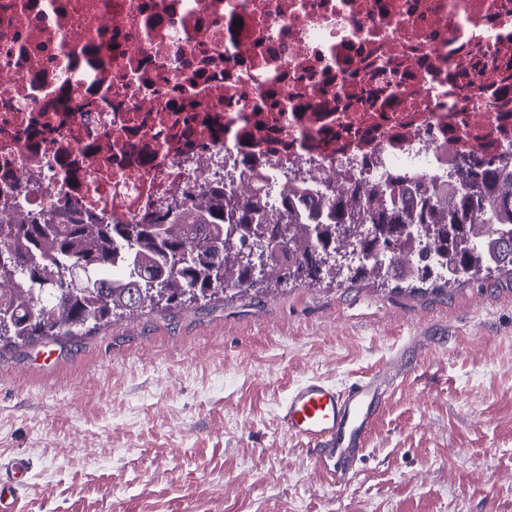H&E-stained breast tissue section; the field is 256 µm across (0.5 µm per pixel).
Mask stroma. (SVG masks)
<instances>
[{
    "label": "stroma",
    "mask_w": 512,
    "mask_h": 512,
    "mask_svg": "<svg viewBox=\"0 0 512 512\" xmlns=\"http://www.w3.org/2000/svg\"><path fill=\"white\" fill-rule=\"evenodd\" d=\"M425 342L345 484L277 413ZM18 512H512V275L370 280L144 311L0 350V463ZM27 466L22 460H15L0 474V511L17 512L16 504L20 487L26 483Z\"/></svg>",
    "instance_id": "stroma-1"
}]
</instances>
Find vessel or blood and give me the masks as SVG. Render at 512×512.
Instances as JSON below:
<instances>
[{"mask_svg":"<svg viewBox=\"0 0 512 512\" xmlns=\"http://www.w3.org/2000/svg\"><path fill=\"white\" fill-rule=\"evenodd\" d=\"M411 369L410 352L404 349L374 373L343 388L307 379L292 388L281 405L282 429L311 448L335 478L349 479L383 405ZM26 475L27 466L19 459L0 474V512H17L18 490Z\"/></svg>","mask_w":512,"mask_h":512,"instance_id":"1","label":"vessel or blood"}]
</instances>
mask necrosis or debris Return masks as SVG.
<instances>
[{
	"label": "necrosis or debris",
	"instance_id": "necrosis-or-debris-1",
	"mask_svg": "<svg viewBox=\"0 0 512 512\" xmlns=\"http://www.w3.org/2000/svg\"><path fill=\"white\" fill-rule=\"evenodd\" d=\"M510 61L512 0H0V223L146 224L240 186L246 158L273 214L302 183L512 165V118L463 90ZM388 64L396 105L377 112Z\"/></svg>",
	"mask_w": 512,
	"mask_h": 512
}]
</instances>
